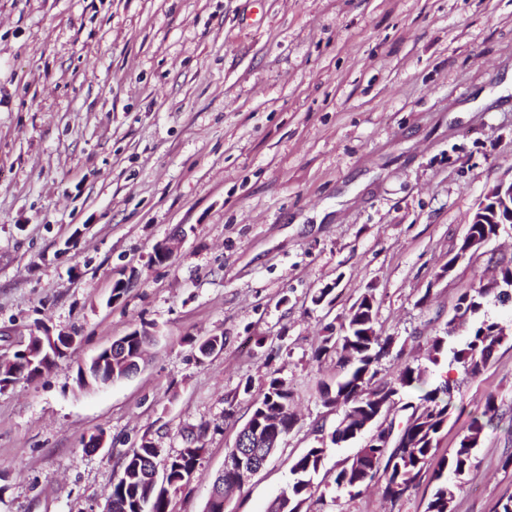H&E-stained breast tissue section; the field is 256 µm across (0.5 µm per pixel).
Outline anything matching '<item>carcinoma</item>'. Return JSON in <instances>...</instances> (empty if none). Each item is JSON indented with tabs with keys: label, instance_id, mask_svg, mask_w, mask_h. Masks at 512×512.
Masks as SVG:
<instances>
[{
	"label": "carcinoma",
	"instance_id": "obj_1",
	"mask_svg": "<svg viewBox=\"0 0 512 512\" xmlns=\"http://www.w3.org/2000/svg\"><path fill=\"white\" fill-rule=\"evenodd\" d=\"M480 243L488 244L503 232L498 224H476ZM500 267L499 278L481 283L473 293L460 297L455 307H465L468 322L464 336L448 347V339L457 335L453 324L442 335L430 337L428 360L435 366L450 358L464 373L476 376L486 367L498 349L512 340V333L501 327L503 321L488 316L485 306L491 302L504 304L502 294L512 285V258L496 261ZM378 309L373 289L369 288L348 309L340 334L326 336L317 355H336L344 374L332 384L319 389L322 404L332 407L341 399L348 403L349 425L364 423V418L375 415L379 409L386 411L394 405L409 411L405 423L394 428L391 438L379 432L373 445L360 448L356 456L336 469L331 476L338 490L353 492L369 485L375 477L382 478L380 490L391 502L402 499L414 486L423 470L432 460L439 438L455 409L457 381L446 377L434 384L428 382V368L405 363L389 380L379 378L380 366L389 356L394 344L390 336L377 332ZM150 324L140 326L123 336L125 346L112 352V370L116 376L139 368L145 345L151 339ZM190 342L197 345L201 355L208 357L224 346V337L209 336ZM67 354L47 346L38 357L36 367H30L16 382H28L56 367ZM292 392L278 377L269 379L263 396L253 403L251 416L242 431H252L250 444L268 457L279 447L283 438L293 429L295 415L290 412ZM487 422L480 417L471 419L456 447L439 459L433 474L435 486L425 512H452V503L461 489L458 478L475 463L476 451L485 432ZM336 445V432L319 437L313 446L299 456L291 470V480L270 506L269 512H297L311 496L314 479L322 468L324 440ZM155 451L152 443L130 449L112 483V512H168L169 491L187 485L202 454L201 447H185L169 458L168 484L171 490L154 486L132 472L133 466ZM224 492L242 487L237 479L236 449L228 450L224 472L217 479Z\"/></svg>",
	"mask_w": 512,
	"mask_h": 512
}]
</instances>
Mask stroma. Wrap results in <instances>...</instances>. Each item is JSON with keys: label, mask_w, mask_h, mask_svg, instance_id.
<instances>
[{"label": "stroma", "mask_w": 512, "mask_h": 512, "mask_svg": "<svg viewBox=\"0 0 512 512\" xmlns=\"http://www.w3.org/2000/svg\"><path fill=\"white\" fill-rule=\"evenodd\" d=\"M511 180L512 0H0V358L40 326L77 338L0 391V512H104L145 440L201 447L169 512H203L275 376L298 423L224 503L267 512L340 418L318 392L342 373L315 357L324 336L371 287L394 339L381 377L426 364L488 254L512 257L505 236L441 273ZM143 322L140 370L80 389L78 366ZM216 334L202 356L194 339ZM433 373L459 387L439 454L495 404L453 502L494 512L512 497V343L477 376ZM358 449L326 448L303 512H425L429 468L393 504L336 490ZM67 356V354L59 351L58 348H53L52 346L48 345L39 357H32L39 360L38 366L29 367L24 374H21L16 379L15 383L12 386L21 381L28 382L41 377L42 374H45L52 370L54 367L58 365L59 361L64 360L65 358H67ZM39 366L41 367L40 369Z\"/></svg>", "instance_id": "35a3bbf8"}]
</instances>
